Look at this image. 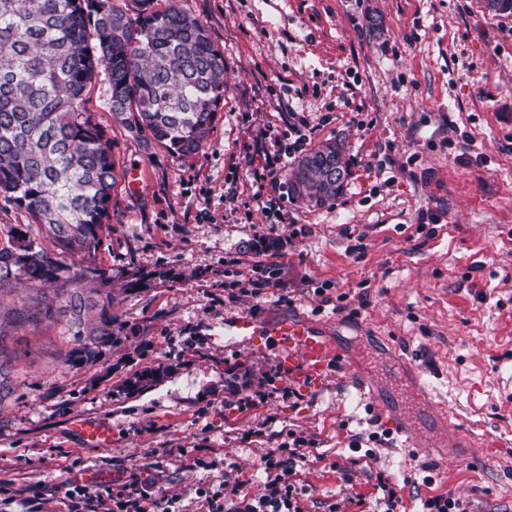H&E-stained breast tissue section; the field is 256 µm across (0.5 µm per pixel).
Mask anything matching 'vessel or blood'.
Masks as SVG:
<instances>
[{"label":"vessel or blood","instance_id":"obj_1","mask_svg":"<svg viewBox=\"0 0 512 512\" xmlns=\"http://www.w3.org/2000/svg\"><path fill=\"white\" fill-rule=\"evenodd\" d=\"M224 333L254 346L275 340L285 373L304 386L321 382L331 359L338 353L337 347L306 320L279 319L262 324L242 315L225 325ZM76 426L85 444L97 448L110 446L112 435L107 427L81 420Z\"/></svg>","mask_w":512,"mask_h":512}]
</instances>
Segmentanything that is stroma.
Wrapping results in <instances>:
<instances>
[{"label":"stroma","instance_id":"stroma-1","mask_svg":"<svg viewBox=\"0 0 512 512\" xmlns=\"http://www.w3.org/2000/svg\"><path fill=\"white\" fill-rule=\"evenodd\" d=\"M200 19L224 55V97L200 149L178 156L115 122L99 74L87 110L116 182L100 244L117 346L67 368L62 324L8 327L0 365V512H70L65 482L107 494L133 475L169 512L262 493V456L306 444L291 481L302 512H378L389 478L402 512L452 493L466 512H512V14L479 0H161ZM342 139L351 176L307 207L287 177L250 203L241 146L298 119ZM140 170L128 191L129 170ZM56 255L0 197V248ZM283 284L248 294L266 264ZM144 277L138 290L128 278ZM305 318L339 355L322 385L293 386L262 347L224 337L242 315ZM425 397L395 384V363ZM375 385L374 399L356 381ZM134 389H126L127 381ZM445 406L454 432L422 425ZM408 410L428 448L381 420ZM77 420L109 427L86 446Z\"/></svg>","mask_w":512,"mask_h":512}]
</instances>
